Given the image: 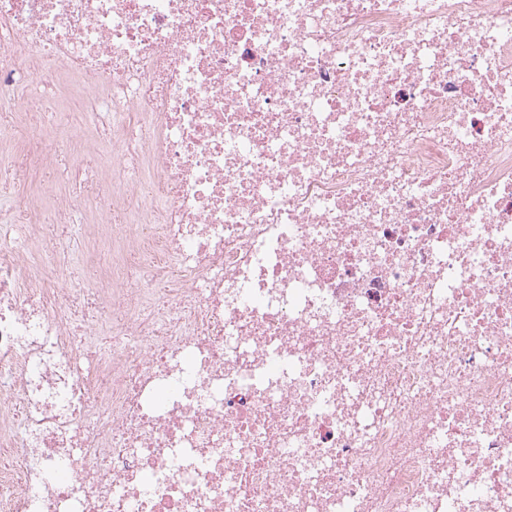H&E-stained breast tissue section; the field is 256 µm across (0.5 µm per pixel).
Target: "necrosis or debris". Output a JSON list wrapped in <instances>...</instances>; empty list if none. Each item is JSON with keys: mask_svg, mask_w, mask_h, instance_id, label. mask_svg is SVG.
I'll return each mask as SVG.
<instances>
[{"mask_svg": "<svg viewBox=\"0 0 512 512\" xmlns=\"http://www.w3.org/2000/svg\"><path fill=\"white\" fill-rule=\"evenodd\" d=\"M31 178L0 512H512V0H0ZM75 222V224H72L75 226V232L67 240L70 251L73 253L69 262V271L73 277L83 279L89 275V272L82 267L80 259V253L84 248V241L79 234V227L84 224V215H76Z\"/></svg>", "mask_w": 512, "mask_h": 512, "instance_id": "4bbe7bcc", "label": "necrosis or debris"}]
</instances>
